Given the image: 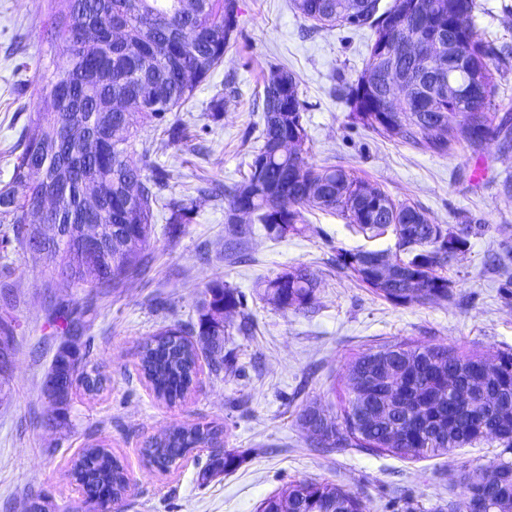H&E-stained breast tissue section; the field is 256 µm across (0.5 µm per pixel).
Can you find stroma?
I'll use <instances>...</instances> for the list:
<instances>
[{
	"label": "stroma",
	"mask_w": 512,
	"mask_h": 512,
	"mask_svg": "<svg viewBox=\"0 0 512 512\" xmlns=\"http://www.w3.org/2000/svg\"><path fill=\"white\" fill-rule=\"evenodd\" d=\"M472 25L498 56L497 112L512 113V0H475ZM239 33L223 62L178 111L190 132L207 128L202 141L167 144L161 129L141 123L135 149L153 150L171 178L162 200L194 198L196 208L176 238L164 221L153 227V260L144 274L98 295L91 316L90 364L106 378L98 393L77 389L66 421L49 425L53 410L41 386L61 344L46 316L51 304H83L87 288L49 279L38 253L9 248L16 301L0 306V321L21 324L13 370L0 388V512H27L28 496L39 492L55 512H101L70 475L73 459L91 440H101L126 466L130 488L112 512H257L266 498L302 480L358 491L371 512H446L459 499L458 477L492 459L496 443L459 448L421 460H400L358 448L325 451L301 427L306 405L339 414L348 397L349 366L384 342L428 347L454 345L485 357L512 351V299L499 291L512 275V151L497 139L480 150L466 140L448 154L418 150L382 138L348 117L343 88L369 57V28L313 29L290 0H241ZM64 0H0V182L10 179L13 150L30 113L52 100L39 70L57 61L52 14ZM276 67L294 73L305 103L308 160L352 170L398 201L420 206L438 223L472 225L467 245L447 269L453 296L427 305H394L338 271L337 250H379L396 257L394 234L369 238L337 215L309 211L300 233L269 237L253 224L243 259L224 255L226 226L221 200L202 195L203 178L232 187L252 159L247 133L260 120L255 96ZM223 95L224 112L212 120L209 105ZM505 264L491 266V255ZM305 267L317 283L307 308H276L258 294L260 282ZM223 280L248 299L246 315L224 319V353L230 364L212 375L200 359L196 384L182 401H159L138 371L139 345L157 330L196 320L205 287ZM252 323L242 333V318ZM212 423L223 431L224 450L240 455L231 471L201 482L208 454L196 452L179 471L162 472L141 454L148 441L171 426Z\"/></svg>",
	"instance_id": "35a3bbf8"
}]
</instances>
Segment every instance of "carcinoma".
<instances>
[{"instance_id": "obj_1", "label": "carcinoma", "mask_w": 512, "mask_h": 512, "mask_svg": "<svg viewBox=\"0 0 512 512\" xmlns=\"http://www.w3.org/2000/svg\"><path fill=\"white\" fill-rule=\"evenodd\" d=\"M292 8L314 29L349 25L369 27L373 43L369 58L346 87L352 122L414 148L437 154L451 150L458 131L478 150L491 136L504 135L512 149V114L495 112L494 51L470 23L474 0H417L435 16L429 36L454 41L462 57L447 70L457 87L452 98L421 103L414 90L403 103L388 105L392 90L387 72L396 68L417 80L426 74L422 59L389 60L377 44L394 18L399 0L380 10V0H291ZM239 0H67L54 18L62 32L58 62L51 76H41L52 97V108L40 110L23 129L16 146L10 180L0 187V248L14 244L38 252L50 276L73 284L95 275L93 288H115L128 277L145 272L150 262L149 239L158 191L170 172L152 164L151 149L131 150L132 129L148 121L167 134V143L181 137L173 112L187 105L198 85L224 59L239 26ZM91 32L79 45L73 36ZM149 87L157 105L139 101ZM262 125L244 179L226 195V251L241 250L240 214L255 216L267 235L281 238L298 231L305 212L318 209L339 215L354 231L373 237L392 229L396 246L405 254L395 277L381 285L364 264L378 261L382 251L336 252V268L349 272L378 297L396 305H424L450 297L445 266L467 243L472 226L455 231L437 224L419 206L395 201L380 187H371L352 171L333 163L307 161L304 101L288 70L276 69L264 80L258 96ZM290 140L296 148L285 151ZM44 178L29 180L32 165ZM43 209L45 228L28 224L29 213ZM168 233L176 234L194 210L191 198L168 201ZM99 224L101 240L89 247L86 228ZM266 299L282 308L300 309L312 301L316 282L307 268L286 270L261 284ZM245 294L222 280L209 283L197 306L198 321L184 329H163L140 345L142 377L155 395L168 402L185 397L198 374L200 356L212 374L224 370V314L245 312ZM92 301L78 307L60 306L48 323L64 337L42 383L53 403L52 425L67 418L73 389L103 388L104 378L89 366L91 339L86 320ZM17 325L1 321L4 349L15 350ZM489 366L481 356L453 345L412 347L383 343L358 356L351 365L349 396L338 417L307 406L298 415L305 429L318 427V448H360L404 460L426 459L496 441L512 451V351H500ZM218 427L178 426L144 449L147 460L162 471L195 449H215L200 476L208 480L238 463L231 451H218ZM86 500L107 509L128 489L119 458L104 443L82 449L73 460ZM474 476L488 493L484 512H512V461L498 456L461 474ZM259 512H370L361 493L334 484L300 480L288 492L265 499Z\"/></svg>"}]
</instances>
